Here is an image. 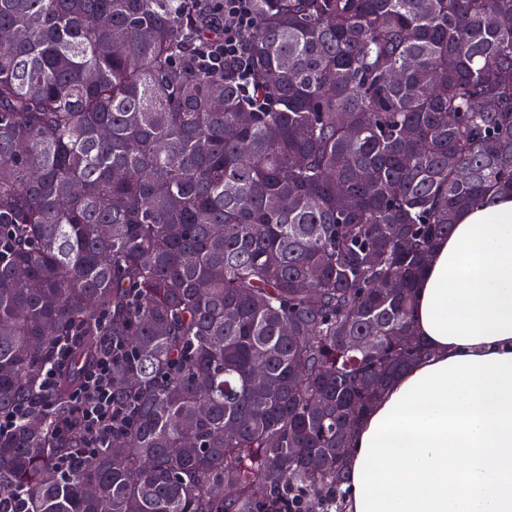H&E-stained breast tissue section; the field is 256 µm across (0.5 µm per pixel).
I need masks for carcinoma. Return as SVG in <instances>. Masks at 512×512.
<instances>
[{
	"label": "carcinoma",
	"instance_id": "cac0c4a2",
	"mask_svg": "<svg viewBox=\"0 0 512 512\" xmlns=\"http://www.w3.org/2000/svg\"><path fill=\"white\" fill-rule=\"evenodd\" d=\"M250 9L246 94L182 0H0V411L71 343L68 411L110 336L126 412L88 462L0 435L26 512H343L434 245L512 192V0Z\"/></svg>",
	"mask_w": 512,
	"mask_h": 512
}]
</instances>
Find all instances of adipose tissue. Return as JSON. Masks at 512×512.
Returning <instances> with one entry per match:
<instances>
[{
  "label": "adipose tissue",
  "mask_w": 512,
  "mask_h": 512,
  "mask_svg": "<svg viewBox=\"0 0 512 512\" xmlns=\"http://www.w3.org/2000/svg\"><path fill=\"white\" fill-rule=\"evenodd\" d=\"M429 354L354 432L346 512H512V194L461 211L415 292Z\"/></svg>",
  "instance_id": "1"
}]
</instances>
